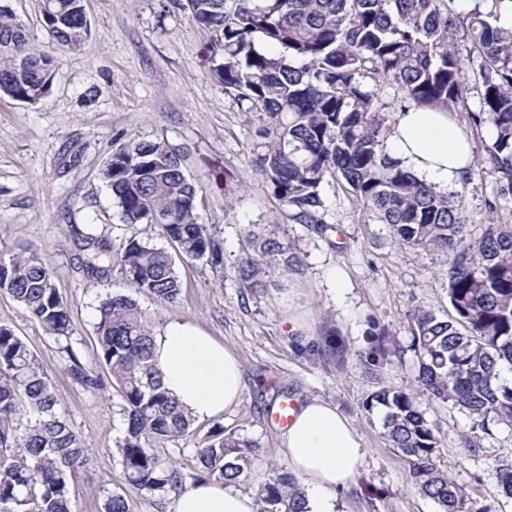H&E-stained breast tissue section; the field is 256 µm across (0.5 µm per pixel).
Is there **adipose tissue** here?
Listing matches in <instances>:
<instances>
[{
    "mask_svg": "<svg viewBox=\"0 0 512 512\" xmlns=\"http://www.w3.org/2000/svg\"><path fill=\"white\" fill-rule=\"evenodd\" d=\"M388 147L426 181L460 186L472 144L450 113L410 107L395 113ZM154 356L165 387L196 418L223 414L244 391L241 366L224 344L196 325L169 321L153 338ZM281 438V453L305 494L306 512H336V488L357 478L365 450L352 422L335 405L301 401ZM172 512H257L252 497L217 480L175 495Z\"/></svg>",
    "mask_w": 512,
    "mask_h": 512,
    "instance_id": "obj_1",
    "label": "adipose tissue"
}]
</instances>
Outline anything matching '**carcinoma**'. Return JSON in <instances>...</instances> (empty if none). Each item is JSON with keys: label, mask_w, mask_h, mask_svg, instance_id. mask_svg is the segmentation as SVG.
<instances>
[{"label": "carcinoma", "mask_w": 512, "mask_h": 512, "mask_svg": "<svg viewBox=\"0 0 512 512\" xmlns=\"http://www.w3.org/2000/svg\"><path fill=\"white\" fill-rule=\"evenodd\" d=\"M42 4L50 36L68 50L79 48L88 35L83 0ZM186 8L212 33L207 50L225 95L262 123L253 163L287 220L327 236L333 227L324 220L321 189L331 178L347 186L367 220L387 226L391 243L444 258L454 315L414 313L415 386L382 388L362 408L385 409V435L408 459L424 497L442 512H468L465 487L434 462L438 430L420 404L452 401L484 429L490 422L512 425V386L501 380L503 367L512 370V224L489 214L481 232L471 233L460 191L417 178L391 156L390 112L379 86L392 83L417 107L455 111L471 90L451 42L463 31L469 56L481 62L480 109L472 120L489 124L494 137L462 185L488 168L499 174L502 191L512 192V27L500 24V10L512 11V0H474L457 13L448 11L447 0H186ZM53 66L14 10L0 3V94L23 103L43 99ZM102 176L122 221L159 225L175 252L131 236L114 253L110 241L88 234L87 272L106 276L115 259L137 293L173 304L181 292L177 263L224 264L222 245L199 223L197 187L181 148L165 139L133 140L112 153ZM246 236L250 251L238 262L245 287L262 288L263 276L294 270L291 244L251 231ZM0 291L49 335L69 337L68 307L36 253H0ZM98 311V355L110 369L126 425L118 451L127 480L140 491H180L175 463L143 439L182 436L194 418L163 386L153 333L136 300L110 295ZM396 353L384 337L370 364ZM70 373L90 390L100 386L75 360ZM57 406L43 364L13 329L0 325V512H72L69 479L89 458ZM197 458L207 477L227 484L258 462L255 445L222 426L207 435ZM498 478L512 499V462L499 465ZM303 496L292 475L275 468L256 490L258 512H304Z\"/></svg>", "instance_id": "carcinoma-1"}]
</instances>
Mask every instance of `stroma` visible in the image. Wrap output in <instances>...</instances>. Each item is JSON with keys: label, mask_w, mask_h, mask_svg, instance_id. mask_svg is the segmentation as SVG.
Returning <instances> with one entry per match:
<instances>
[{"label": "stroma", "mask_w": 512, "mask_h": 512, "mask_svg": "<svg viewBox=\"0 0 512 512\" xmlns=\"http://www.w3.org/2000/svg\"><path fill=\"white\" fill-rule=\"evenodd\" d=\"M32 42L56 61L50 93L36 104L0 95V253L37 252L51 268L69 307L72 333L58 341L24 306L0 292V324L11 327L43 363L59 412L85 439L89 465L70 479L73 512H103L119 493L129 512H169L171 496L130 487L117 446L125 435L109 369L98 357L97 306L106 294L135 295L153 331L169 321L196 324L239 358L240 401L214 419L195 420L191 433L150 440L161 456L177 461L186 484L199 481L200 442L214 424L256 444L260 460L236 483L254 495L272 468L284 466L280 428L268 411L275 401L321 398L355 426L366 456L353 484L337 494V512H439L410 477L407 459L384 436L383 408L366 413L363 401L382 388L411 386L417 374L411 317L425 309L449 316L448 282L441 256L390 244L387 228L365 223L360 205L336 182L325 183L328 237L310 235L284 220L278 202L255 172L251 146L257 117L239 111L211 74L209 33L195 26L172 0H84L89 34L77 50L62 49L45 28L41 0H9ZM165 139L188 154L187 173L198 187L201 223L222 242L224 264H178L182 288L175 304L135 294L120 271L106 279L86 272L79 235L105 234L113 245L130 236L170 247L158 225L124 224L102 170L112 153L132 139ZM245 182L228 197L224 179ZM471 223L495 207L512 224V194L500 192L487 171L462 194ZM275 231L293 244L298 271L272 275L248 290L238 276L246 230ZM345 277L344 291L328 286L330 270ZM298 331H290V322ZM401 349L379 367L366 358L380 332ZM342 347L338 357L328 346ZM97 376L90 391L70 375L71 360ZM439 430L436 465L465 486L475 506L512 512L502 497L498 466L512 460V426L483 430L452 403L424 402Z\"/></svg>", "instance_id": "stroma-1"}]
</instances>
